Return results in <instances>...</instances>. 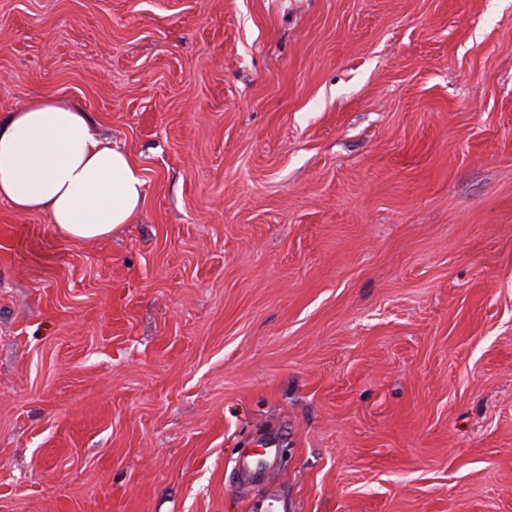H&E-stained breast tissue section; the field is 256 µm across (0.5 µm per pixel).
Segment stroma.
Returning <instances> with one entry per match:
<instances>
[{
    "mask_svg": "<svg viewBox=\"0 0 512 512\" xmlns=\"http://www.w3.org/2000/svg\"><path fill=\"white\" fill-rule=\"evenodd\" d=\"M37 93L145 199L0 202V512H512V0H0Z\"/></svg>",
    "mask_w": 512,
    "mask_h": 512,
    "instance_id": "obj_1",
    "label": "stroma"
}]
</instances>
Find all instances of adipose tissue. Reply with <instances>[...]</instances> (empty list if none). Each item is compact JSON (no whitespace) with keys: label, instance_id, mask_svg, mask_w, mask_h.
<instances>
[{"label":"adipose tissue","instance_id":"adipose-tissue-1","mask_svg":"<svg viewBox=\"0 0 512 512\" xmlns=\"http://www.w3.org/2000/svg\"><path fill=\"white\" fill-rule=\"evenodd\" d=\"M145 181L83 110L34 95L0 122V202L42 213L68 237L111 236L141 210Z\"/></svg>","mask_w":512,"mask_h":512}]
</instances>
